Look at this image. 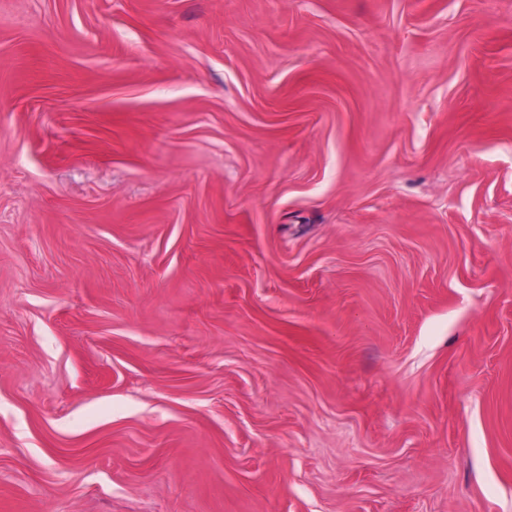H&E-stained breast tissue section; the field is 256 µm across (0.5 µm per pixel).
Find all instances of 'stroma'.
Listing matches in <instances>:
<instances>
[{
	"mask_svg": "<svg viewBox=\"0 0 512 512\" xmlns=\"http://www.w3.org/2000/svg\"><path fill=\"white\" fill-rule=\"evenodd\" d=\"M0 512H512V0H0Z\"/></svg>",
	"mask_w": 512,
	"mask_h": 512,
	"instance_id": "35a3bbf8",
	"label": "stroma"
}]
</instances>
